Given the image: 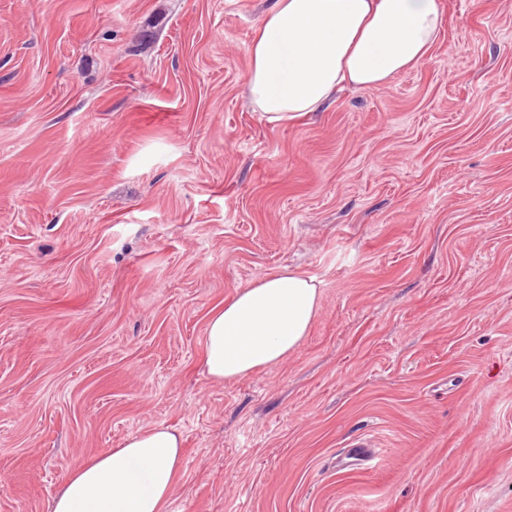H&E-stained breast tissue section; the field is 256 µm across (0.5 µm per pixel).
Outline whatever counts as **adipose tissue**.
Wrapping results in <instances>:
<instances>
[{
  "label": "adipose tissue",
  "mask_w": 512,
  "mask_h": 512,
  "mask_svg": "<svg viewBox=\"0 0 512 512\" xmlns=\"http://www.w3.org/2000/svg\"><path fill=\"white\" fill-rule=\"evenodd\" d=\"M442 22L439 0H273L248 49L249 99L271 123L296 122L345 88L365 89L425 63ZM320 291L280 268L213 310L202 366L234 381L275 365L307 336ZM186 468L183 438L158 425L78 465L51 512H168Z\"/></svg>",
  "instance_id": "1"
}]
</instances>
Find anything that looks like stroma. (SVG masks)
I'll use <instances>...</instances> for the list:
<instances>
[{
    "label": "stroma",
    "instance_id": "35a3bbf8",
    "mask_svg": "<svg viewBox=\"0 0 512 512\" xmlns=\"http://www.w3.org/2000/svg\"><path fill=\"white\" fill-rule=\"evenodd\" d=\"M440 3L425 64L272 125V0H0V512L160 424L169 512H512V0ZM282 267L308 335L209 378ZM319 303L315 280L286 267L236 290L208 318L205 373L229 382L279 363L308 335Z\"/></svg>",
    "mask_w": 512,
    "mask_h": 512
}]
</instances>
